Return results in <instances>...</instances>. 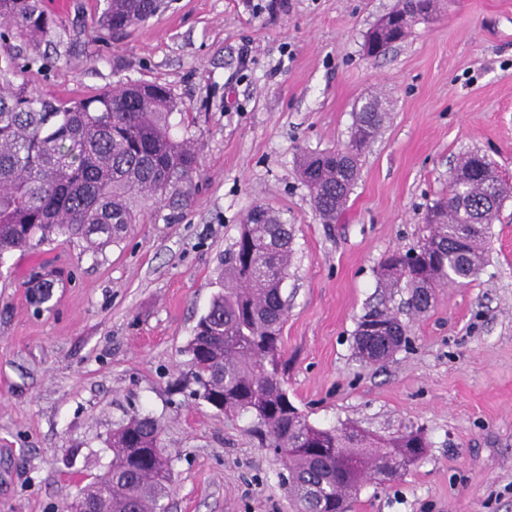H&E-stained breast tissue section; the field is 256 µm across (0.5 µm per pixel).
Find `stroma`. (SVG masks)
<instances>
[{
  "label": "stroma",
  "mask_w": 512,
  "mask_h": 512,
  "mask_svg": "<svg viewBox=\"0 0 512 512\" xmlns=\"http://www.w3.org/2000/svg\"><path fill=\"white\" fill-rule=\"evenodd\" d=\"M399 0H170L123 34L96 32L104 0H41L43 38L0 41L14 87L65 102L127 81L178 97L201 144L191 206L96 251L55 242L0 260V512H61L105 471L106 439L135 412L161 420L168 512H292L279 459L193 397L187 345L219 291L225 253L258 205L294 226L282 296L283 385L313 425L429 442L425 458L362 486L352 512H512V198L474 277L418 314L387 295L384 256L418 244L457 160L512 179V0H439L385 55L366 33ZM387 120L342 218L319 220L297 175L305 152L344 147L364 99ZM63 284L34 305L27 280ZM389 299L409 342L382 363L354 351L365 310Z\"/></svg>",
  "instance_id": "stroma-1"
}]
</instances>
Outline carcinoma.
Returning a JSON list of instances; mask_svg holds the SVG:
<instances>
[{
    "mask_svg": "<svg viewBox=\"0 0 512 512\" xmlns=\"http://www.w3.org/2000/svg\"><path fill=\"white\" fill-rule=\"evenodd\" d=\"M433 0H401L398 37L424 18ZM163 0H106L99 24L113 32L142 23ZM52 23L40 0H0L4 34L48 35ZM180 104L171 89L128 82L71 103L15 89L0 80V260L16 250L35 251L59 238L105 245L123 237L137 217L177 218L192 203L200 146L188 133H174ZM387 113L369 100L356 113L349 151L304 153L297 174L310 190L315 212L334 224L345 211L360 173V161L380 133ZM457 172L459 191L427 211L433 247L421 244L388 254L379 287L409 289L417 313L430 306L434 290L476 275L485 261L484 242L512 190L496 180V169L478 153L466 155ZM288 221L255 207L224 254V283L194 328L187 367L199 397L227 414L247 415L266 446L279 450L282 480L294 512H350L353 496L371 478L369 468L397 474L402 460L424 458L427 441L417 431L388 438L344 425H312L289 400L278 379L282 328L287 312L282 285L292 255ZM385 325L367 331L368 319ZM406 341L393 310L373 307L359 319V359L380 363ZM163 425L135 414L112 431L109 469L80 495L93 512H166L171 493V458ZM159 448L151 460L143 449Z\"/></svg>",
    "mask_w": 512,
    "mask_h": 512,
    "instance_id": "carcinoma-1",
    "label": "carcinoma"
}]
</instances>
